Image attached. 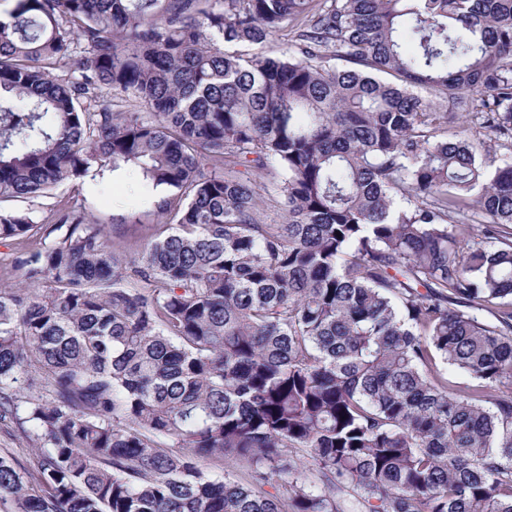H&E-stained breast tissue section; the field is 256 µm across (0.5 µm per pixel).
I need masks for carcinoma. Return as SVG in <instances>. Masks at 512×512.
<instances>
[{
    "mask_svg": "<svg viewBox=\"0 0 512 512\" xmlns=\"http://www.w3.org/2000/svg\"><path fill=\"white\" fill-rule=\"evenodd\" d=\"M493 140L512 0H11L0 202L124 168L171 231L133 257L81 204L0 211L39 234L0 283V423L38 457L0 453V512H512Z\"/></svg>",
    "mask_w": 512,
    "mask_h": 512,
    "instance_id": "carcinoma-1",
    "label": "carcinoma"
}]
</instances>
